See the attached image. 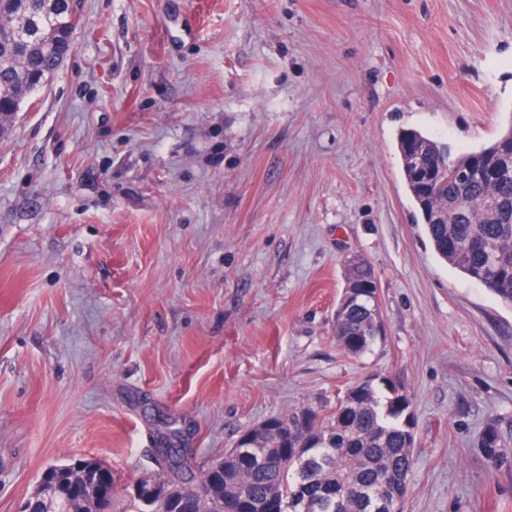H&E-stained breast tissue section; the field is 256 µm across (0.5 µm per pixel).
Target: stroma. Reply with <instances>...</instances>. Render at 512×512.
<instances>
[{"label": "stroma", "instance_id": "obj_1", "mask_svg": "<svg viewBox=\"0 0 512 512\" xmlns=\"http://www.w3.org/2000/svg\"><path fill=\"white\" fill-rule=\"evenodd\" d=\"M76 2L0 136V512L72 456L137 512L165 428L202 468L376 373L415 418L402 512H512V308L436 256L397 149L512 124V0ZM356 258L386 329L360 359ZM376 291L377 280L367 263L363 259L350 261L332 331L338 346L353 357L371 353L382 339L380 304L372 298Z\"/></svg>", "mask_w": 512, "mask_h": 512}]
</instances>
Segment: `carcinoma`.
I'll return each instance as SVG.
<instances>
[{"label":"carcinoma","mask_w":512,"mask_h":512,"mask_svg":"<svg viewBox=\"0 0 512 512\" xmlns=\"http://www.w3.org/2000/svg\"><path fill=\"white\" fill-rule=\"evenodd\" d=\"M73 8L71 0H0V114L19 111L20 95H35L71 55ZM397 147L435 254L512 307V126L456 156L415 129L402 130ZM376 291L367 263L350 261L333 335L353 357L381 341ZM406 422L413 414L403 388L371 376L327 413L268 417L199 476L181 456L143 484L160 489L155 512H399L415 443ZM52 484L35 500L42 512H79L91 493L112 512V472L95 459H85L80 481L62 468Z\"/></svg>","instance_id":"cac0c4a2"}]
</instances>
